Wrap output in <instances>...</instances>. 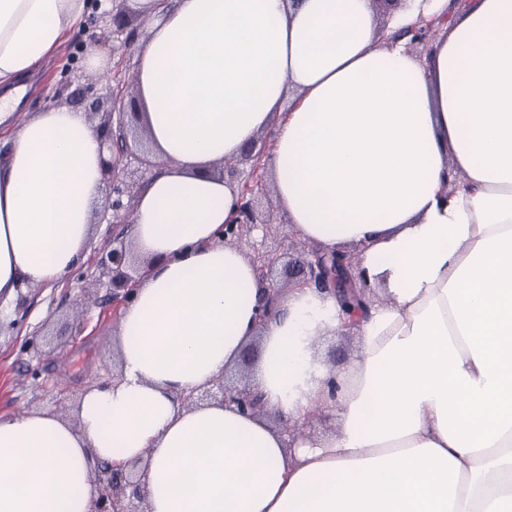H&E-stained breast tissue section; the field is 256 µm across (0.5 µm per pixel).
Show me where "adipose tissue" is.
<instances>
[{
	"label": "adipose tissue",
	"instance_id": "ef3b65f1",
	"mask_svg": "<svg viewBox=\"0 0 512 512\" xmlns=\"http://www.w3.org/2000/svg\"><path fill=\"white\" fill-rule=\"evenodd\" d=\"M139 123L166 161L127 240L143 274L115 337L119 374L68 416H0V512H90L96 462L134 463L147 512H512V0H406L393 30L446 19L428 60L381 34L370 0H137ZM89 0H0V298L59 280L95 232L101 133L29 76ZM273 131L272 189L301 239L354 247L379 294L346 320L313 288L268 297L225 244L237 188L214 166ZM259 341L247 415L184 396ZM331 416L338 435L272 423ZM345 332H336L335 336H319L315 342V348L318 354H322L327 361L328 352L331 353V361L333 355L336 354V367L345 365L352 360L358 348L356 346V339L352 333L349 336L343 335Z\"/></svg>",
	"mask_w": 512,
	"mask_h": 512
}]
</instances>
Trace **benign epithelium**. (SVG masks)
I'll return each mask as SVG.
<instances>
[{"label":"benign epithelium","mask_w":512,"mask_h":512,"mask_svg":"<svg viewBox=\"0 0 512 512\" xmlns=\"http://www.w3.org/2000/svg\"><path fill=\"white\" fill-rule=\"evenodd\" d=\"M436 30L437 23L419 21L404 30V36L409 38L407 47L429 42ZM132 109L133 100L127 98L124 86L117 85L112 90L108 127L103 129V139L112 141L115 151L112 157L101 160L104 178L112 180V223L116 227L129 224L130 207L123 204L122 197L129 188L126 184L127 164L123 160L133 154L129 142L130 122L134 115ZM253 192L254 186L248 183L241 188L232 219L224 225V242L235 244L253 230L260 227L266 231L271 225V220L259 218L252 200ZM294 250L296 255L288 257V274L282 283L273 284L272 294L290 288L314 286L321 291L333 292L346 312L353 316L368 312L370 288L356 254L347 251L325 253L301 241L295 244ZM250 260L259 278L267 282L280 261V255L257 249ZM94 267L97 273L95 284H104L112 290L113 311H118L133 299L134 278L128 273V245L123 240V232H118L112 241L96 252ZM217 398L235 404L244 412H263L257 393L248 387L229 385L222 378L217 379L210 388L186 396L184 401L193 406ZM91 479L97 492L93 512H146L144 494L135 468L123 473L97 465L91 470Z\"/></svg>","instance_id":"benign-epithelium-1"}]
</instances>
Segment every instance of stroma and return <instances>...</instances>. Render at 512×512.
<instances>
[{
    "label": "stroma",
    "mask_w": 512,
    "mask_h": 512,
    "mask_svg": "<svg viewBox=\"0 0 512 512\" xmlns=\"http://www.w3.org/2000/svg\"><path fill=\"white\" fill-rule=\"evenodd\" d=\"M121 8V0L109 6L96 0L84 27L43 63L20 115L67 104L87 110L97 125L110 108L117 80H128L127 93L135 95L130 83L136 73L135 51L112 36V15ZM91 48L103 59L100 69L86 64ZM256 208L273 222L265 248L287 254L292 231L271 186L261 190ZM93 271L86 261L63 281L20 290L10 318L0 320L1 415L68 414L88 386L115 373L113 339L118 323L112 318L107 289L84 291Z\"/></svg>",
    "instance_id": "stroma-1"
}]
</instances>
